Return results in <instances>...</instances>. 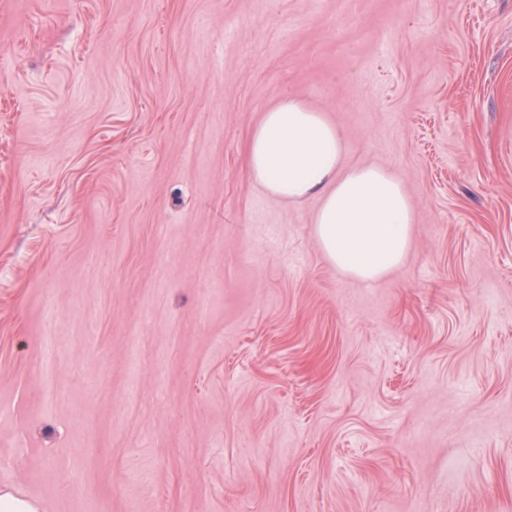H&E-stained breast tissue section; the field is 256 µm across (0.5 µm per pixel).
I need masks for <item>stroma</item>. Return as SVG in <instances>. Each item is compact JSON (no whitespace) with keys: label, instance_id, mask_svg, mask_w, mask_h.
Wrapping results in <instances>:
<instances>
[{"label":"stroma","instance_id":"1","mask_svg":"<svg viewBox=\"0 0 512 512\" xmlns=\"http://www.w3.org/2000/svg\"><path fill=\"white\" fill-rule=\"evenodd\" d=\"M286 96L405 186L373 284L247 171ZM1 489L512 512V0H0Z\"/></svg>","mask_w":512,"mask_h":512}]
</instances>
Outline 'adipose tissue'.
<instances>
[{
  "label": "adipose tissue",
  "instance_id": "obj_1",
  "mask_svg": "<svg viewBox=\"0 0 512 512\" xmlns=\"http://www.w3.org/2000/svg\"><path fill=\"white\" fill-rule=\"evenodd\" d=\"M344 151L341 133L323 112L288 97L253 130L248 171L272 196H320L314 231L323 253L369 284L404 261L415 216L397 176L376 166L342 168Z\"/></svg>",
  "mask_w": 512,
  "mask_h": 512
}]
</instances>
